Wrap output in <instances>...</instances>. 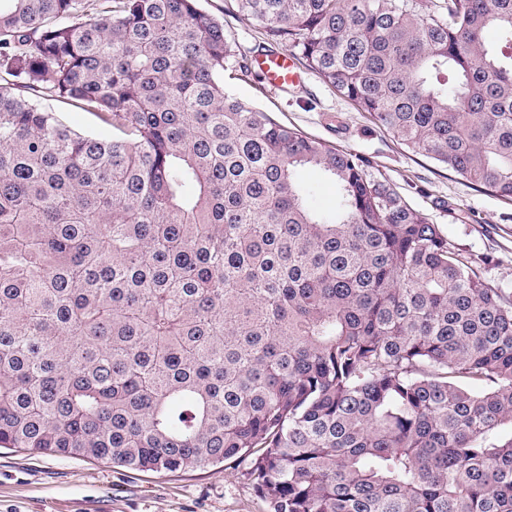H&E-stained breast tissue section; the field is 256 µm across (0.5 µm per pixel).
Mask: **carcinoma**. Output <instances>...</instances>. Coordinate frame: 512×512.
<instances>
[{"label": "carcinoma", "mask_w": 512, "mask_h": 512, "mask_svg": "<svg viewBox=\"0 0 512 512\" xmlns=\"http://www.w3.org/2000/svg\"><path fill=\"white\" fill-rule=\"evenodd\" d=\"M236 2L512 199V0ZM229 64L196 0H0V448L247 460L269 512H512V437L488 440L512 426V292L355 155L225 92ZM59 111L63 119L80 132L100 133L102 131V128L97 124L96 118L87 112L69 106H62Z\"/></svg>", "instance_id": "cac0c4a2"}]
</instances>
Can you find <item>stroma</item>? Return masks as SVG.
<instances>
[{"instance_id":"35a3bbf8","label":"stroma","mask_w":512,"mask_h":512,"mask_svg":"<svg viewBox=\"0 0 512 512\" xmlns=\"http://www.w3.org/2000/svg\"><path fill=\"white\" fill-rule=\"evenodd\" d=\"M223 21L240 51L263 43L259 24L235 0H197ZM224 88L277 123L359 156L368 175L386 181L413 209L440 225L449 243L488 257L493 288L512 289V201L474 186L407 150L391 131L314 72L294 88H271L257 67L225 70ZM247 464L174 474L139 472L94 459L0 449V512H267Z\"/></svg>"}]
</instances>
